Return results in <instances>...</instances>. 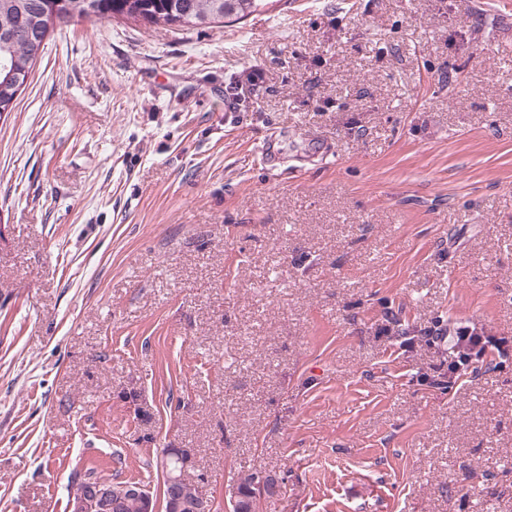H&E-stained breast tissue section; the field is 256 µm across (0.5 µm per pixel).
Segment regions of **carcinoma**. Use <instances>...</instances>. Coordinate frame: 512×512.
I'll list each match as a JSON object with an SVG mask.
<instances>
[{
    "label": "carcinoma",
    "instance_id": "obj_1",
    "mask_svg": "<svg viewBox=\"0 0 512 512\" xmlns=\"http://www.w3.org/2000/svg\"><path fill=\"white\" fill-rule=\"evenodd\" d=\"M42 0H0V99L10 102L17 98L27 82L38 59L33 39L49 36L61 19L51 18L40 6ZM73 20L97 18L99 20L132 19L149 26H198L224 24L240 20L254 12L259 0H74ZM18 73L21 81H7L3 65ZM251 472L239 479L238 499L232 512H256L258 502L271 495L268 488L253 482ZM100 483L112 488L119 497L125 483H114L109 478L94 475L74 476L76 490L84 483Z\"/></svg>",
    "mask_w": 512,
    "mask_h": 512
}]
</instances>
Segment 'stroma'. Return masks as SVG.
<instances>
[{"instance_id":"1","label":"stroma","mask_w":512,"mask_h":512,"mask_svg":"<svg viewBox=\"0 0 512 512\" xmlns=\"http://www.w3.org/2000/svg\"><path fill=\"white\" fill-rule=\"evenodd\" d=\"M511 10L57 24L0 115V512L167 448L215 512H512V358L426 341L512 336ZM453 345L448 351V380L466 375L474 362L506 354L507 339L505 337L484 336L477 330L468 327L456 331L452 336ZM259 471L255 470L243 477H240L237 491L238 499L232 505L233 512H256L261 498L269 497L272 493L267 487H260L254 484L253 478Z\"/></svg>"}]
</instances>
